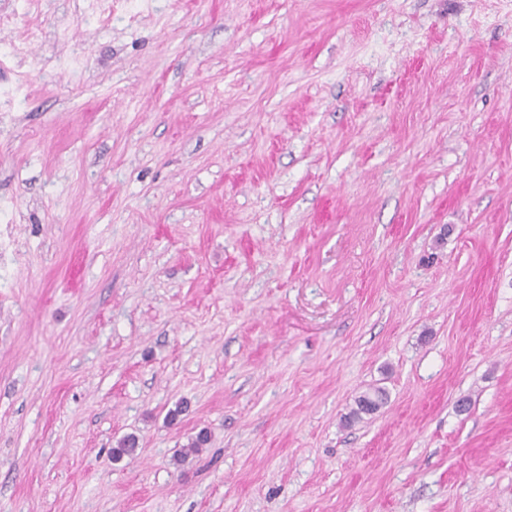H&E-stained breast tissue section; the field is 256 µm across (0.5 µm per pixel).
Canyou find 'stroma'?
I'll use <instances>...</instances> for the list:
<instances>
[{
	"mask_svg": "<svg viewBox=\"0 0 512 512\" xmlns=\"http://www.w3.org/2000/svg\"><path fill=\"white\" fill-rule=\"evenodd\" d=\"M0 16V512H512V0ZM385 395L384 390L380 388L363 392L355 398V408L352 409L350 416L360 419L362 414L375 413L384 404Z\"/></svg>",
	"mask_w": 512,
	"mask_h": 512,
	"instance_id": "1",
	"label": "stroma"
}]
</instances>
